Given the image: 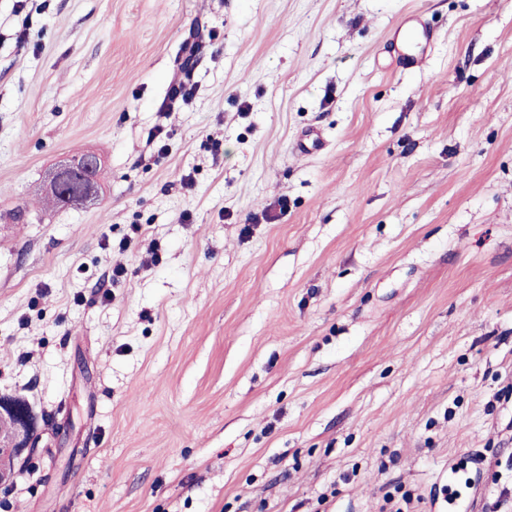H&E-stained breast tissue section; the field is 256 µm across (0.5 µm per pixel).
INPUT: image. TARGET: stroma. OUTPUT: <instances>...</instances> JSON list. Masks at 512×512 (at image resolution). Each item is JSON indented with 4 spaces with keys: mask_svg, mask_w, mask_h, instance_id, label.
<instances>
[{
    "mask_svg": "<svg viewBox=\"0 0 512 512\" xmlns=\"http://www.w3.org/2000/svg\"><path fill=\"white\" fill-rule=\"evenodd\" d=\"M14 393L0 512H512V0H0ZM394 35L401 49L399 61L406 69L419 66L435 41L433 31L414 15L404 17L395 27ZM84 173H75L74 177L58 186L52 185L50 182V191L47 195L48 203L56 208H65L72 204L78 203L76 194L84 179ZM25 402V398L20 395L0 396V416L8 414L12 420L11 429H0V458L8 454L14 460L25 450H28L29 456L37 449L38 440L34 437L36 416ZM3 430L8 434V438L1 443Z\"/></svg>",
    "mask_w": 512,
    "mask_h": 512,
    "instance_id": "1",
    "label": "stroma"
}]
</instances>
